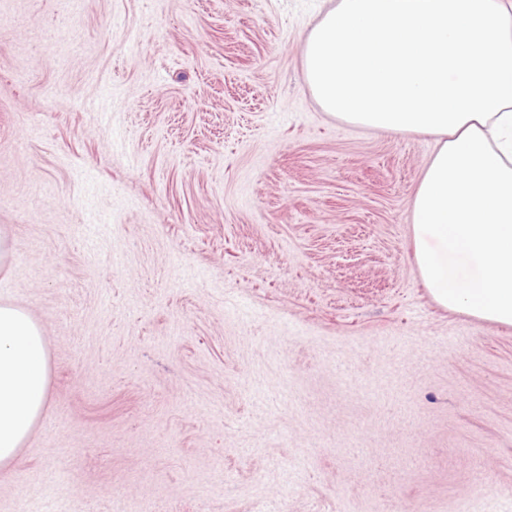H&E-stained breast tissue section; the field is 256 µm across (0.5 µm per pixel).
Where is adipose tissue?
<instances>
[{"mask_svg": "<svg viewBox=\"0 0 512 512\" xmlns=\"http://www.w3.org/2000/svg\"><path fill=\"white\" fill-rule=\"evenodd\" d=\"M329 116L436 136L413 198L420 275L442 308L512 326V0H331L302 44ZM44 331L0 304V468L49 400Z\"/></svg>", "mask_w": 512, "mask_h": 512, "instance_id": "1", "label": "adipose tissue"}]
</instances>
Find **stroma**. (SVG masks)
<instances>
[{"label":"stroma","instance_id":"stroma-1","mask_svg":"<svg viewBox=\"0 0 512 512\" xmlns=\"http://www.w3.org/2000/svg\"><path fill=\"white\" fill-rule=\"evenodd\" d=\"M324 7L0 0V304L51 363L0 512H512V327L421 279L435 138L310 95Z\"/></svg>","mask_w":512,"mask_h":512}]
</instances>
